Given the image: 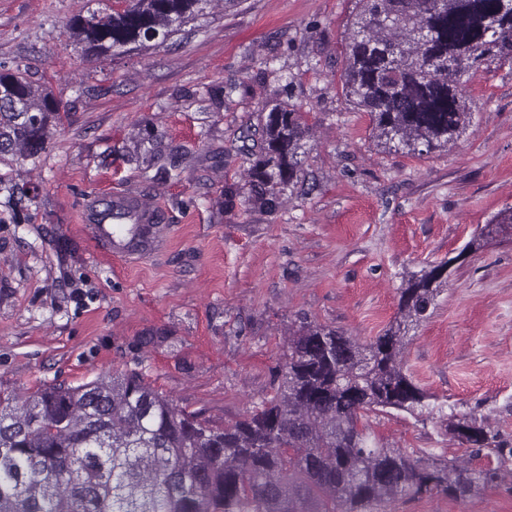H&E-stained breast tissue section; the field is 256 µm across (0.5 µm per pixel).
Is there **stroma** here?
I'll return each mask as SVG.
<instances>
[{
	"label": "stroma",
	"mask_w": 512,
	"mask_h": 512,
	"mask_svg": "<svg viewBox=\"0 0 512 512\" xmlns=\"http://www.w3.org/2000/svg\"><path fill=\"white\" fill-rule=\"evenodd\" d=\"M112 4L0 0V61L67 112L39 162L14 174L36 198L0 212V390L25 397L135 370L178 407L228 424L278 386L300 319L368 342L396 316L403 276L448 259L404 351L435 410L372 413L369 430L416 456L463 460L453 411L487 418L512 444V233L478 238L512 207V62L466 75L470 126L411 155L378 144L370 114L342 92L356 0H209L168 38L82 53L68 24ZM283 75L309 129L299 180L250 206L235 148ZM118 190L164 211L162 255L127 264L95 247L87 205ZM508 505L502 485L388 510Z\"/></svg>",
	"instance_id": "obj_1"
}]
</instances>
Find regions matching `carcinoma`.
<instances>
[{"instance_id": "carcinoma-1", "label": "carcinoma", "mask_w": 512, "mask_h": 512, "mask_svg": "<svg viewBox=\"0 0 512 512\" xmlns=\"http://www.w3.org/2000/svg\"><path fill=\"white\" fill-rule=\"evenodd\" d=\"M204 0H115L106 17L70 26L88 49L110 52L178 32ZM343 93L369 113L376 138L408 154L454 142L472 112L461 77L512 60V8L502 0H358ZM463 67L450 72L448 60ZM61 101L27 72L0 62V163H36ZM299 115L273 105L252 145L248 200L278 199L300 170ZM4 206L26 191L0 175ZM105 210L136 244L148 227L130 210ZM444 262L403 277L399 312L361 344L302 321L288 337L276 393L242 419L217 425L178 408L141 374H104L0 393V512H379L423 493L466 500L512 479V447L468 415L448 416L466 443L459 464L415 458L380 444L361 419L394 409L423 413L430 398L404 370L407 330L427 318ZM494 457L482 466L471 459Z\"/></svg>"}]
</instances>
